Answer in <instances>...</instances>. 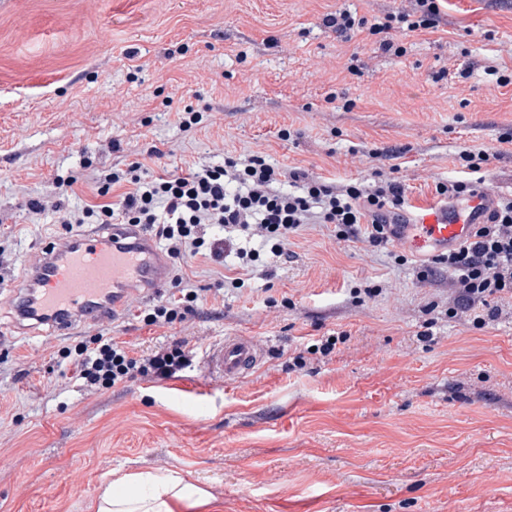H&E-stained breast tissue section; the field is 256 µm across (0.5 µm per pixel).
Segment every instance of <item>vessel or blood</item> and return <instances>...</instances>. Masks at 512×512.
I'll return each instance as SVG.
<instances>
[{
  "mask_svg": "<svg viewBox=\"0 0 512 512\" xmlns=\"http://www.w3.org/2000/svg\"><path fill=\"white\" fill-rule=\"evenodd\" d=\"M494 198L479 190L452 206L423 207L416 224L399 226L400 238L412 248L443 252L468 243L475 225L485 223ZM422 235H415V228ZM172 262L154 240L131 224L94 227L41 248L28 265L29 289L19 293L16 312L46 317L57 332L67 334L79 324L114 315L128 293L148 294L162 288ZM261 344L246 336H227L203 355L208 379L228 381L257 368Z\"/></svg>",
  "mask_w": 512,
  "mask_h": 512,
  "instance_id": "vessel-or-blood-1",
  "label": "vessel or blood"
}]
</instances>
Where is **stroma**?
I'll use <instances>...</instances> for the list:
<instances>
[{"label": "stroma", "instance_id": "stroma-1", "mask_svg": "<svg viewBox=\"0 0 512 512\" xmlns=\"http://www.w3.org/2000/svg\"><path fill=\"white\" fill-rule=\"evenodd\" d=\"M409 6L0 0V512H90L102 482L145 470L215 498L176 512H512V297L467 305L445 266L403 245L309 224L239 290L217 288L235 269L185 259L201 300L173 326L138 320L143 297L71 335L14 324L30 254L101 203L96 174L132 162L150 176L260 152L339 183L380 174L409 217L440 182L512 198V83L485 73L512 70V0H446L444 24L399 38L398 56L323 23ZM188 106L203 119L186 131ZM465 150L487 164L472 172ZM96 334L140 354L249 336L263 361L232 381L195 363L90 392L60 352ZM330 335L328 356L294 367Z\"/></svg>", "mask_w": 512, "mask_h": 512}]
</instances>
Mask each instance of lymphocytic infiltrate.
<instances>
[{"instance_id": "obj_1", "label": "lymphocytic infiltrate", "mask_w": 512, "mask_h": 512, "mask_svg": "<svg viewBox=\"0 0 512 512\" xmlns=\"http://www.w3.org/2000/svg\"><path fill=\"white\" fill-rule=\"evenodd\" d=\"M442 0H414L412 11L395 15L393 21L366 23L341 11L327 15L337 32L369 28L380 38L384 51L395 48L393 26L414 32L438 29L443 21ZM141 163L100 175L101 194L128 184L129 190L110 203L69 211L68 224H132L163 243L168 255L180 261L198 255L223 261L225 241L209 236L210 227L236 230L269 243L273 257L288 255L291 234L307 224H332L342 240L364 238L371 247H385L389 226L401 220L404 189L392 179L370 185L335 183L319 177H300L258 154L226 157L223 164H200L188 172L171 171L144 180ZM296 190H286L288 180ZM455 275L460 296L468 303L512 295V199L501 201L486 223L476 225L472 239L460 249L434 258ZM178 289L158 300L143 316L148 326L165 327L184 321L200 300L197 290L176 273ZM77 378L90 388H112L134 380L170 379L189 367L191 351L175 340L147 355H135L124 343L109 336H94L63 351Z\"/></svg>"}]
</instances>
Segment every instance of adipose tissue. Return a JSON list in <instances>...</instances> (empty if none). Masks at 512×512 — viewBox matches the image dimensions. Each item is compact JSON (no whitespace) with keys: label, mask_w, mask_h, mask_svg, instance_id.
<instances>
[{"label":"adipose tissue","mask_w":512,"mask_h":512,"mask_svg":"<svg viewBox=\"0 0 512 512\" xmlns=\"http://www.w3.org/2000/svg\"><path fill=\"white\" fill-rule=\"evenodd\" d=\"M207 491L173 473L126 474L102 483L92 500V512H175L210 505Z\"/></svg>","instance_id":"ef3b65f1"}]
</instances>
